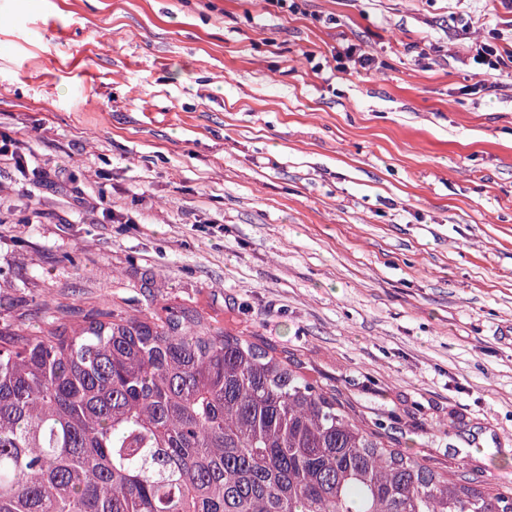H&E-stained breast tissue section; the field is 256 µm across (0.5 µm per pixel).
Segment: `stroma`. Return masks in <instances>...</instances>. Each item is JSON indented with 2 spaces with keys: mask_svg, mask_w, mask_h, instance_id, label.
I'll return each instance as SVG.
<instances>
[{
  "mask_svg": "<svg viewBox=\"0 0 512 512\" xmlns=\"http://www.w3.org/2000/svg\"><path fill=\"white\" fill-rule=\"evenodd\" d=\"M297 5L0 0V133L31 155L0 165V323L193 308L389 447L512 485V91L470 93L468 53L512 49V14ZM348 42L371 71L314 72Z\"/></svg>",
  "mask_w": 512,
  "mask_h": 512,
  "instance_id": "obj_1",
  "label": "stroma"
}]
</instances>
